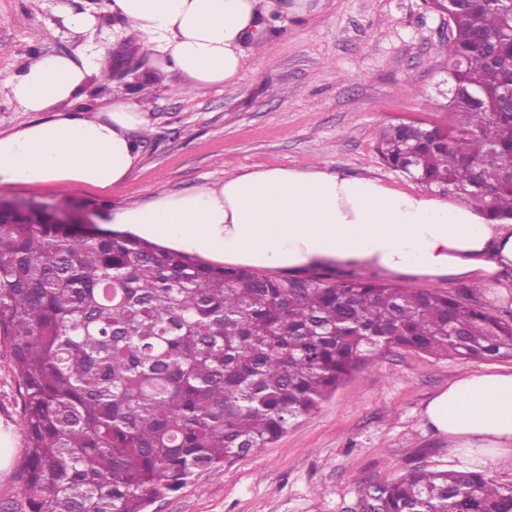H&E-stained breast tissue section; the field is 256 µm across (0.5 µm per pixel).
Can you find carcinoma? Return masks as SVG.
I'll use <instances>...</instances> for the list:
<instances>
[{"mask_svg": "<svg viewBox=\"0 0 512 512\" xmlns=\"http://www.w3.org/2000/svg\"><path fill=\"white\" fill-rule=\"evenodd\" d=\"M448 123L385 127L377 151L429 189L512 220V3L457 0ZM0 216V336L27 454L20 512H144L200 471L265 448L395 347L512 357V319L465 291L349 274L276 280L125 234ZM375 512H512V484L415 468L371 485Z\"/></svg>", "mask_w": 512, "mask_h": 512, "instance_id": "cac0c4a2", "label": "carcinoma"}]
</instances>
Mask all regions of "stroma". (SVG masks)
<instances>
[{
    "instance_id": "obj_1",
    "label": "stroma",
    "mask_w": 512,
    "mask_h": 512,
    "mask_svg": "<svg viewBox=\"0 0 512 512\" xmlns=\"http://www.w3.org/2000/svg\"><path fill=\"white\" fill-rule=\"evenodd\" d=\"M68 9L94 15L96 25L73 33L63 18ZM125 26L106 0H0L1 132L33 118L1 85L33 52L75 58L106 47V68L90 77L83 107L104 106L127 91L144 97L152 115L138 142L140 162L123 184H1L0 198L65 196L87 204L107 230L117 207L260 167L306 163L419 190L381 160L376 146L388 125L448 119L437 106L447 89L449 32L423 0H308L304 13L283 16L263 47L248 51L234 85L188 93L177 92L178 76L148 57L129 90L112 82L110 70L133 50ZM511 368L512 358L380 352L268 447L200 472L179 491L154 498L147 512H362L369 485L416 466L460 469L447 444L424 427L426 402L464 373ZM23 412L8 342L0 338V425L10 428L15 448L0 473V512L22 498Z\"/></svg>"
}]
</instances>
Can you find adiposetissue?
<instances>
[{
  "label": "adipose tissue",
  "mask_w": 512,
  "mask_h": 512,
  "mask_svg": "<svg viewBox=\"0 0 512 512\" xmlns=\"http://www.w3.org/2000/svg\"><path fill=\"white\" fill-rule=\"evenodd\" d=\"M305 0H112L157 67L185 88L233 85L247 45ZM92 69L66 55L32 54L5 80L39 120L0 132V184L80 183L106 190L137 167L150 124L137 97L80 107ZM117 229L220 262L303 275L366 267L389 277L455 279L512 297V221L492 222L454 198L396 190L369 176L313 166L238 171L195 190L115 209ZM425 427L473 470L512 457V372L468 374L436 393Z\"/></svg>",
  "instance_id": "obj_1"
}]
</instances>
